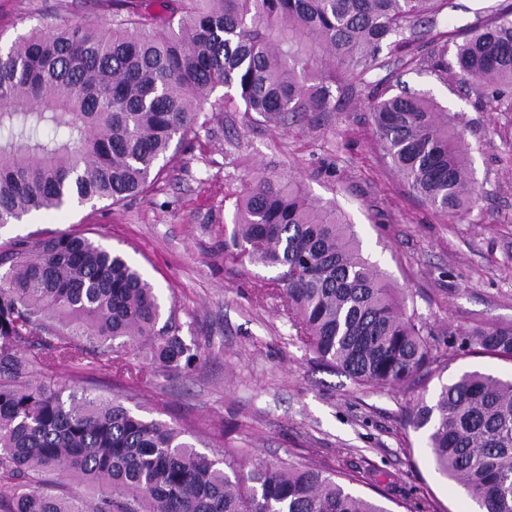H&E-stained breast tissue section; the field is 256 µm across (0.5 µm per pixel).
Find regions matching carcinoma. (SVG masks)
<instances>
[{
	"instance_id": "carcinoma-1",
	"label": "carcinoma",
	"mask_w": 512,
	"mask_h": 512,
	"mask_svg": "<svg viewBox=\"0 0 512 512\" xmlns=\"http://www.w3.org/2000/svg\"><path fill=\"white\" fill-rule=\"evenodd\" d=\"M111 27H34L0 47V224L149 190L224 87V111L316 127L355 100L383 46L448 78L432 36L450 0H106ZM455 45L459 76L512 112V0ZM429 35V48L414 53ZM369 110L410 191L461 221L481 186L455 116L384 89ZM234 197L224 261L264 279L317 364L358 384L401 385L437 360L435 331L361 254L352 226L286 176L252 175ZM162 318L153 285L80 233L0 244V512H388L344 468L207 454L180 427L48 376L96 359L135 382L140 364L187 370L197 347ZM469 351L512 359V324L464 332ZM439 470L479 512H512V378L467 371L408 417ZM62 473L96 492L64 494Z\"/></svg>"
}]
</instances>
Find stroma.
Wrapping results in <instances>:
<instances>
[{
    "label": "stroma",
    "instance_id": "obj_1",
    "mask_svg": "<svg viewBox=\"0 0 512 512\" xmlns=\"http://www.w3.org/2000/svg\"><path fill=\"white\" fill-rule=\"evenodd\" d=\"M497 0H450L442 28L461 41ZM92 19L110 27L96 0H0V44L46 24ZM432 96L465 126L482 192L463 221L424 204L385 162L367 97L382 79ZM356 101L315 129L271 126L234 113L189 137L147 193L112 208L71 206L0 228V243L72 231L122 253L174 306L198 359L186 374L146 368L134 383L97 364L57 365L53 378L105 397L134 396L149 417L176 422L215 447L357 470L356 491L385 492L388 512L429 502L434 512H476L438 471L424 431L406 423L463 372L512 377V360L447 343L479 324H512V112L491 109L476 82L441 81L397 59L367 73ZM291 174L310 196L353 224L363 255L409 288L408 310L436 332L441 360L397 387L358 385L312 362L276 300L258 296L268 272L242 276L224 262V227L237 189L253 171Z\"/></svg>",
    "mask_w": 512,
    "mask_h": 512
}]
</instances>
